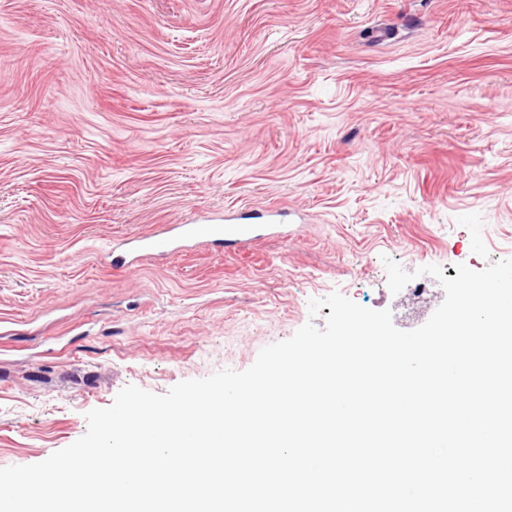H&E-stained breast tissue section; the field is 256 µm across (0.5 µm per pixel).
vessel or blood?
<instances>
[{
  "mask_svg": "<svg viewBox=\"0 0 512 512\" xmlns=\"http://www.w3.org/2000/svg\"><path fill=\"white\" fill-rule=\"evenodd\" d=\"M259 240L247 224H224L215 216H200L189 224H175L160 231L128 240L125 254L114 256L113 264L131 268L141 261L172 253L198 243L220 244L246 248Z\"/></svg>",
  "mask_w": 512,
  "mask_h": 512,
  "instance_id": "obj_1",
  "label": "vessel or blood"
}]
</instances>
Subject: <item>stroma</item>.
Returning a JSON list of instances; mask_svg holds the SVG:
<instances>
[{
    "label": "stroma",
    "instance_id": "obj_1",
    "mask_svg": "<svg viewBox=\"0 0 512 512\" xmlns=\"http://www.w3.org/2000/svg\"><path fill=\"white\" fill-rule=\"evenodd\" d=\"M273 207L287 237L112 264ZM388 258H512V0H0V467L125 386L249 368L311 299L422 326L444 290L413 308ZM222 218L200 216L189 224H175L154 233L128 239L123 255L112 256L114 265L125 269L156 256L167 255L188 244L211 243L250 247L261 238L249 224H222Z\"/></svg>",
    "mask_w": 512,
    "mask_h": 512
}]
</instances>
